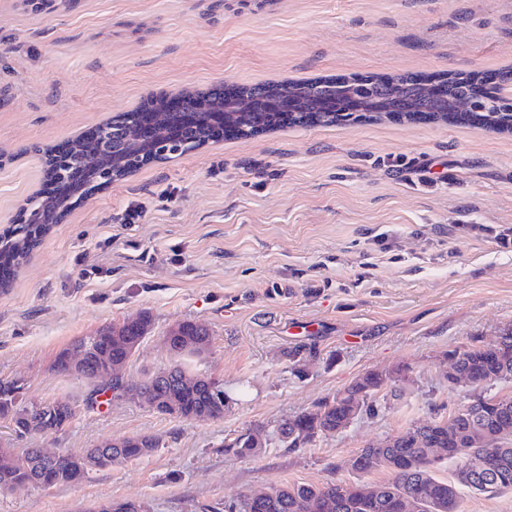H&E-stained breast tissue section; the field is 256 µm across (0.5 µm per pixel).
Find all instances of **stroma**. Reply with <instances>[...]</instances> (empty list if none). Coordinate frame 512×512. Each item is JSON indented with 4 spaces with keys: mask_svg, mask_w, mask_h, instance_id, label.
Masks as SVG:
<instances>
[{
    "mask_svg": "<svg viewBox=\"0 0 512 512\" xmlns=\"http://www.w3.org/2000/svg\"><path fill=\"white\" fill-rule=\"evenodd\" d=\"M512 0H0V228L40 188L42 149L150 95L316 77L493 76L512 102ZM144 206L139 223L123 216ZM512 133L361 118L206 145L142 166L76 201L0 290V380L29 401L70 399L65 432L0 447L82 452L135 434L151 456L80 482L0 492V512H222L271 483L383 482L348 461L472 400L448 383L451 351L512 324ZM149 312L126 380L168 368L164 336L192 319L213 337L198 370L233 398L187 421L133 400L87 407L54 361L77 338ZM314 346L296 378L287 352ZM407 373L343 431L290 450L283 420L370 370ZM269 438L225 455L246 426ZM261 436H264V426L253 425L238 431L233 437L224 441V453L237 458H252L260 455L266 446Z\"/></svg>",
    "mask_w": 512,
    "mask_h": 512,
    "instance_id": "obj_1",
    "label": "stroma"
}]
</instances>
